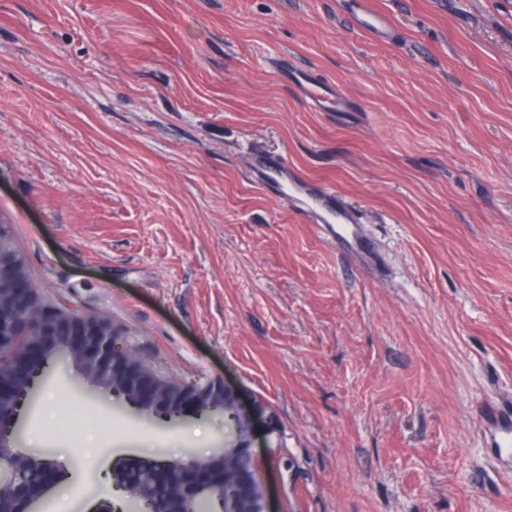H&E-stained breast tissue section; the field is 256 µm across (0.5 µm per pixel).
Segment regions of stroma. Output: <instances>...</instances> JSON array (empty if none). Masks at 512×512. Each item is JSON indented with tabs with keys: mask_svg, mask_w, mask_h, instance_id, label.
Segmentation results:
<instances>
[{
	"mask_svg": "<svg viewBox=\"0 0 512 512\" xmlns=\"http://www.w3.org/2000/svg\"><path fill=\"white\" fill-rule=\"evenodd\" d=\"M368 2L392 38L352 0H0V223L43 299L162 377L265 402L272 512H512L476 417L512 396V0ZM276 58L360 111L314 108ZM256 152L334 187L374 252L252 182ZM75 378L53 365L19 423L70 474L49 512L115 500L118 459L232 436ZM49 393L91 423L53 437ZM356 6L354 17L358 27L374 34H385L387 22L382 15L372 10L366 0H352ZM84 381L96 387V389L104 396H108L112 392V406L117 410L128 409L138 412L139 400L123 389L112 391V380L103 379L94 370L88 368L84 372Z\"/></svg>",
	"mask_w": 512,
	"mask_h": 512,
	"instance_id": "35a3bbf8",
	"label": "stroma"
}]
</instances>
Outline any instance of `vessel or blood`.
<instances>
[{"mask_svg": "<svg viewBox=\"0 0 512 512\" xmlns=\"http://www.w3.org/2000/svg\"><path fill=\"white\" fill-rule=\"evenodd\" d=\"M353 3L355 21L360 29L385 34L386 20L369 7L367 0H353ZM287 73L312 102L329 103L334 112L358 111V103L335 83L312 84L303 70L294 67L288 68ZM249 172L251 179L258 184L273 183L282 187L299 213L317 224L329 239L342 241L349 251H356L362 236L359 214L354 207L337 196L333 187H312L284 159L260 152L252 154ZM477 420L480 433L487 447L492 450L495 469L512 468V398L483 403L478 410Z\"/></svg>", "mask_w": 512, "mask_h": 512, "instance_id": "1", "label": "vessel or blood"}]
</instances>
